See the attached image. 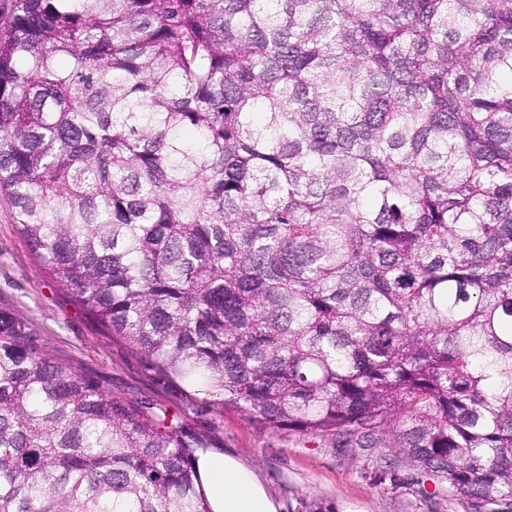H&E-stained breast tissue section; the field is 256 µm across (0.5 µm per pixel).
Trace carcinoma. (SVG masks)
Segmentation results:
<instances>
[{"label":"carcinoma","mask_w":512,"mask_h":512,"mask_svg":"<svg viewBox=\"0 0 512 512\" xmlns=\"http://www.w3.org/2000/svg\"><path fill=\"white\" fill-rule=\"evenodd\" d=\"M0 190L162 378L512 512V0H10ZM208 447L0 308V512H210Z\"/></svg>","instance_id":"obj_1"}]
</instances>
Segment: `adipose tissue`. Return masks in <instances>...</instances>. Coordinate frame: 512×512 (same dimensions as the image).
Returning a JSON list of instances; mask_svg holds the SVG:
<instances>
[{"mask_svg":"<svg viewBox=\"0 0 512 512\" xmlns=\"http://www.w3.org/2000/svg\"><path fill=\"white\" fill-rule=\"evenodd\" d=\"M196 468L211 512H279L254 470L237 458L207 451L199 454Z\"/></svg>","mask_w":512,"mask_h":512,"instance_id":"adipose-tissue-1","label":"adipose tissue"}]
</instances>
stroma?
I'll return each mask as SVG.
<instances>
[{"label":"stroma","instance_id":"obj_1","mask_svg":"<svg viewBox=\"0 0 512 512\" xmlns=\"http://www.w3.org/2000/svg\"><path fill=\"white\" fill-rule=\"evenodd\" d=\"M0 307L25 320L40 343L114 397L137 401L156 414L186 421L212 438L220 452L254 468L280 512H471L446 485L427 475L383 435L371 448L340 447L333 435L262 429L224 408L222 392L160 379L125 343L101 336L29 252L0 194Z\"/></svg>","mask_w":512,"mask_h":512}]
</instances>
